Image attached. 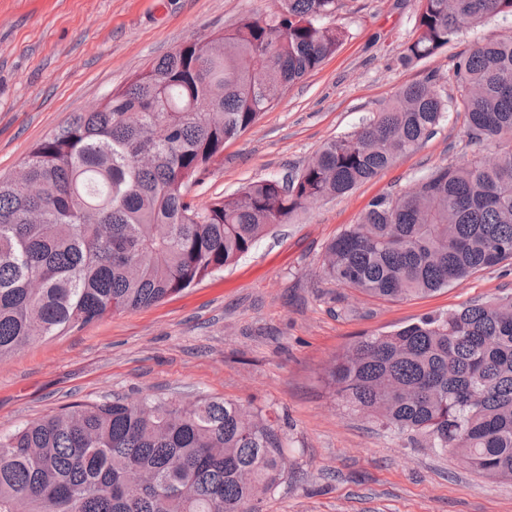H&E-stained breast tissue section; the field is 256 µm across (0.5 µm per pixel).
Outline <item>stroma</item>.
Instances as JSON below:
<instances>
[{"label":"stroma","instance_id":"1","mask_svg":"<svg viewBox=\"0 0 512 512\" xmlns=\"http://www.w3.org/2000/svg\"><path fill=\"white\" fill-rule=\"evenodd\" d=\"M274 0H0V178L73 115L97 109L148 64L192 39L269 16ZM418 0H339L348 35L257 123L224 145V160L190 189L200 208L279 179L327 141L358 129L405 86L433 77L455 94L456 60L512 34L497 17L457 33L434 56L403 63ZM463 113L347 194L274 226L223 271L148 308L108 314L0 359V434L66 405L219 397L278 420L288 476L261 512H512V482L485 479L457 456L421 447L351 411L329 371L359 336L512 293V264L396 302L340 288L322 273L326 245L368 202L470 157Z\"/></svg>","mask_w":512,"mask_h":512}]
</instances>
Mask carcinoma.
I'll use <instances>...</instances> for the list:
<instances>
[{
	"instance_id": "obj_1",
	"label": "carcinoma",
	"mask_w": 512,
	"mask_h": 512,
	"mask_svg": "<svg viewBox=\"0 0 512 512\" xmlns=\"http://www.w3.org/2000/svg\"><path fill=\"white\" fill-rule=\"evenodd\" d=\"M338 2L276 0L268 18L184 43L36 144L24 168L41 195L0 179V359L223 270L274 225L417 149L452 108L497 162L477 153L374 197L326 246L323 273L397 301L512 260V146L500 147L512 137L511 35L456 63L459 97L429 77L287 178L205 208L186 200L227 141L336 52ZM496 16L512 17V0H419L404 59ZM332 378L353 410L512 481V294L363 336ZM285 472L274 423L233 402H74L0 435V512H259Z\"/></svg>"
}]
</instances>
